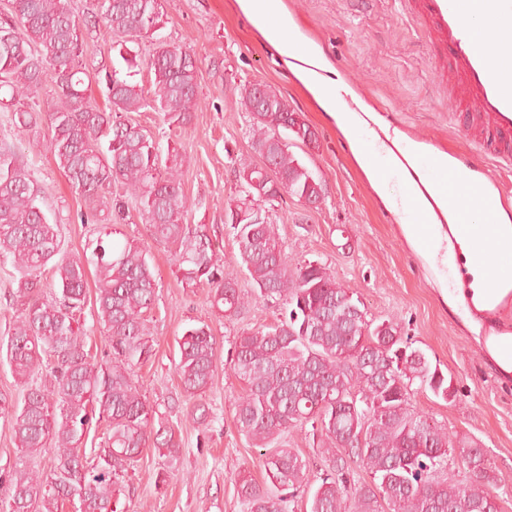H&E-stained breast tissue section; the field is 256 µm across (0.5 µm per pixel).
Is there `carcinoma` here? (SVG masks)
I'll list each match as a JSON object with an SVG mask.
<instances>
[{
  "mask_svg": "<svg viewBox=\"0 0 512 512\" xmlns=\"http://www.w3.org/2000/svg\"><path fill=\"white\" fill-rule=\"evenodd\" d=\"M0 17V110L12 113L16 136L49 131L48 147L91 217L97 202L119 183L138 205L151 235L177 245L183 279L209 288L211 306L227 319L247 304L238 279L243 272L254 296L282 300L274 324L244 331L234 342L230 368L244 382L234 421L255 448L264 450L263 481L237 478L247 512H294L308 495L310 512H498L497 495L484 449L455 444L447 431L410 404L413 383L448 399L450 379L401 336L398 324L376 325L357 315L361 301L322 264L288 266L274 224L250 223L252 211L288 194L312 204L323 186L280 142L282 130L305 145L317 144L306 122L270 85L257 82L242 92L253 115L252 148L272 164V179L241 164L244 197L226 214L239 249L240 271H226L205 225L186 224L175 147L163 152L141 126L123 118L152 106L169 120L184 122L198 107V71L190 52L158 42L147 58L130 55L127 43L163 27L158 0H96L93 20L81 22L68 0H7ZM119 37L112 49L119 64L95 68L110 111L87 95L83 29ZM146 68L150 88L133 81ZM55 97L35 108L46 72ZM40 191L15 145L0 142V262L19 273L13 297L22 309L0 353L17 381L21 400L0 393V415L14 418V464L0 471V500L12 512H124L128 467L151 445L175 463L181 439L174 424L158 415L134 382L131 367L153 355L145 315L158 286L143 246L120 242L112 225L101 226L82 253L62 251L60 225L48 221ZM54 273L53 292L40 296V274ZM95 273V316L108 334L101 358L86 349L77 314L87 303V274ZM216 340L206 323L185 330L179 341L178 374L184 390L202 396L216 370ZM49 358L45 380L31 383ZM185 419L209 422V407L195 403ZM311 427L321 467L283 439ZM104 428L92 456L86 435ZM49 456L39 468L37 458ZM463 458L467 484L448 476V464ZM370 480L351 479L349 460Z\"/></svg>",
  "mask_w": 512,
  "mask_h": 512,
  "instance_id": "carcinoma-1",
  "label": "carcinoma"
}]
</instances>
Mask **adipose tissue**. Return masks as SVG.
<instances>
[{
	"mask_svg": "<svg viewBox=\"0 0 512 512\" xmlns=\"http://www.w3.org/2000/svg\"><path fill=\"white\" fill-rule=\"evenodd\" d=\"M238 4L259 24L264 38L281 55L295 56L298 47L295 26L288 18L282 0H238ZM329 70L323 55L316 51L308 58L306 67L299 69L298 77L347 136L353 158L400 225L414 253L431 272L444 303L474 334L501 380H512V331L496 333L476 317L477 311L487 306L486 271L474 259L473 240L465 237L452 239L444 231V223L453 220L448 212L447 196L432 191L402 198L395 187L379 174L383 167L401 171L405 166H415L424 161L443 171L447 168V153L426 155L420 144L404 137L400 131L390 130L376 113L370 112L362 103H343L342 96L348 93L349 88L342 81L329 78ZM414 211L424 214V225H430V233H423V225L411 222L410 214Z\"/></svg>",
	"mask_w": 512,
	"mask_h": 512,
	"instance_id": "ef3b65f1",
	"label": "adipose tissue"
}]
</instances>
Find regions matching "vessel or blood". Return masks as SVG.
<instances>
[{"label":"vessel or blood","mask_w":512,"mask_h":512,"mask_svg":"<svg viewBox=\"0 0 512 512\" xmlns=\"http://www.w3.org/2000/svg\"><path fill=\"white\" fill-rule=\"evenodd\" d=\"M423 18L432 43L449 59V75L458 89L456 110L465 135L497 160L512 163V53L497 36L501 20L512 17V0H408ZM475 156L459 154L443 179L448 203L459 216L457 232L477 244V259L487 271L486 286L500 306L512 305V236L488 238L485 224L501 203L490 183L467 180Z\"/></svg>","instance_id":"obj_1"}]
</instances>
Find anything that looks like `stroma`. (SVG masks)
I'll use <instances>...</instances> for the list:
<instances>
[{
	"label": "stroma",
	"mask_w": 512,
	"mask_h": 512,
	"mask_svg": "<svg viewBox=\"0 0 512 512\" xmlns=\"http://www.w3.org/2000/svg\"><path fill=\"white\" fill-rule=\"evenodd\" d=\"M160 4L164 25L158 38L195 55L200 105L190 121L180 125L150 107L130 118L160 148L174 146L182 154L186 223L205 225L222 251L225 269L237 268L238 245L224 213L241 196V162L260 161L251 147L253 119L240 99L253 83L270 85L316 132V146L293 139L288 146L324 190L323 200L314 207L288 195L265 207L289 263L324 265L364 303L368 321L394 320L431 365L452 377L453 400L418 388L411 404L453 440L484 448L500 512H512V389L501 385L472 335L443 303L350 154L345 137L296 79L295 59L281 56L236 0ZM283 4L300 33L322 49L339 76L389 123L399 124L401 132L431 148L472 152V140L457 125L448 69L435 60L426 25L408 11L407 0ZM155 39L142 38L136 52L151 53ZM10 118V113L0 112V141L16 142L41 190L44 210L61 226L64 250L82 251L95 227L80 219L85 203L50 151L47 130L20 141ZM117 229L123 238L147 247L159 282L148 322L154 355L133 367V378L159 415L178 424L182 439L179 471L162 490L154 481L164 457L153 447L141 450L128 469L124 512H246L237 494V475L245 470L260 480L264 468L260 449L249 446L234 424L245 386L229 368L231 344L242 331L272 323L282 305L253 300L237 318L218 317L207 288L182 281L175 245L152 237L135 203H128ZM202 323L216 338L217 364L215 379L202 395L210 413L205 428L185 421L194 399L184 391L176 370L178 340L187 328Z\"/></svg>",
	"instance_id": "1"
}]
</instances>
